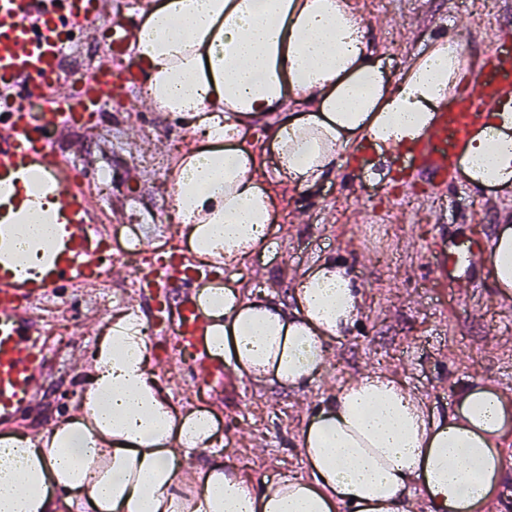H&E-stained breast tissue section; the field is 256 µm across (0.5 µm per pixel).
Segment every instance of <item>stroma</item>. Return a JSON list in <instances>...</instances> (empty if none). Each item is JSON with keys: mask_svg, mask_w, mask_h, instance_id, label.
<instances>
[{"mask_svg": "<svg viewBox=\"0 0 512 512\" xmlns=\"http://www.w3.org/2000/svg\"><path fill=\"white\" fill-rule=\"evenodd\" d=\"M383 67L402 75L416 57L454 41L468 61L489 48L497 27H512V0H352ZM108 26L103 13L65 18L69 36L65 64L94 74L103 54L114 72L129 76L134 108L112 107V213L158 206L183 152L195 147L184 123L158 111L138 94L148 72L130 48L112 50L98 40ZM142 146L160 166L145 172L127 165L126 151ZM382 163L347 176L345 167L313 189L271 185L276 220L266 242L224 282L250 296L296 304L294 288L321 260L333 256L352 271L362 290L359 323L325 345L321 373L303 387L260 384L225 367L223 378L200 382L181 356L152 359L170 404L211 411L224 436L225 457L256 488L281 476L309 478L300 435L333 392L360 376L389 374L441 419L455 407L456 391L487 383L512 401V298H503L489 265L460 288L438 278L439 252L458 235L472 233L493 243L500 225H512V186L434 193L419 184L386 185ZM86 291L69 290L70 327L48 337L55 353L42 396L15 432L38 435L57 425L87 385L90 352L103 331L102 315L90 311Z\"/></svg>", "mask_w": 512, "mask_h": 512, "instance_id": "obj_1", "label": "stroma"}]
</instances>
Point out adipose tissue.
<instances>
[{
  "label": "adipose tissue",
  "instance_id": "ef3b65f1",
  "mask_svg": "<svg viewBox=\"0 0 512 512\" xmlns=\"http://www.w3.org/2000/svg\"><path fill=\"white\" fill-rule=\"evenodd\" d=\"M148 60V96L185 121L201 145L181 160L168 203L205 263L233 267L267 239L270 183L314 187L350 144L391 151L420 137L452 94L466 60L433 49L392 78L350 0H151L131 45ZM275 119V163L262 172L240 143ZM472 184H512V107L493 113L459 160ZM0 189V222L18 260L46 244L56 205L38 172ZM296 306L241 290L199 293L212 320L210 348L256 381L298 388L325 365L324 344L344 336L362 297L327 257L294 290ZM89 386L50 434L0 440V512H409L423 484L431 512H475L497 484V440L512 407L471 383L437 421L397 380L369 374L340 387L301 432L310 478L258 490L221 455L211 412L180 411L150 365L144 323L116 312L92 360Z\"/></svg>",
  "mask_w": 512,
  "mask_h": 512
}]
</instances>
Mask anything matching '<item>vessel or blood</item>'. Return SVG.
Returning a JSON list of instances; mask_svg holds the SVG:
<instances>
[{
  "instance_id": "b4317fda",
  "label": "vessel or blood",
  "mask_w": 512,
  "mask_h": 512,
  "mask_svg": "<svg viewBox=\"0 0 512 512\" xmlns=\"http://www.w3.org/2000/svg\"><path fill=\"white\" fill-rule=\"evenodd\" d=\"M64 5L46 0H0V73L15 77L24 95L39 94L53 60L65 45L49 19H61ZM512 104V41L497 39L483 60L466 76L447 106L439 109L425 134L398 145L393 163L398 180H422L431 188L453 184L458 160L473 135L492 112ZM32 113L11 112L0 121V167L26 156L49 166L53 149L40 133ZM485 251L481 238L463 234L448 248L438 272L451 284H461L478 268ZM96 263L91 227L61 224L54 244L43 254V271L35 278L20 273L11 253L0 245V432L29 410L41 393L47 345L35 322L38 303L75 287ZM177 347L182 348L196 377L209 381L223 374V363L208 352L210 322L192 293H185L170 317Z\"/></svg>"
}]
</instances>
